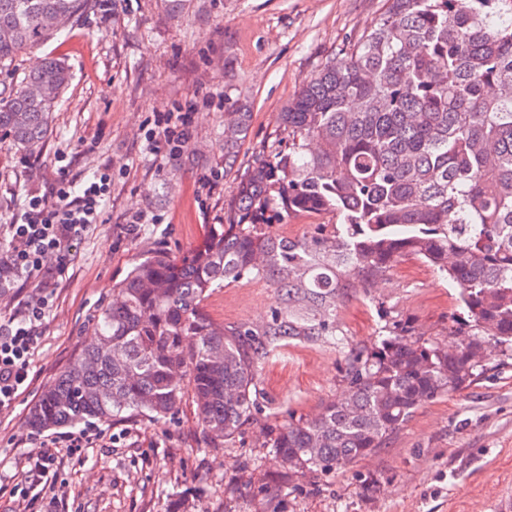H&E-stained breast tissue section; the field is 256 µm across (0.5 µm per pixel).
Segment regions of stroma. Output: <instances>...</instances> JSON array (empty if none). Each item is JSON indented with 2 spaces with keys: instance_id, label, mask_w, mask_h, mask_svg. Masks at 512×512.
<instances>
[{
  "instance_id": "stroma-1",
  "label": "stroma",
  "mask_w": 512,
  "mask_h": 512,
  "mask_svg": "<svg viewBox=\"0 0 512 512\" xmlns=\"http://www.w3.org/2000/svg\"><path fill=\"white\" fill-rule=\"evenodd\" d=\"M383 0H118L93 8L61 36L0 68L17 86L44 58L65 61L71 82L44 148L27 155L0 141V246L29 191L67 167L83 182L110 170L102 221L84 232L53 290L28 380L0 412V512H36L19 493V465L47 434L28 423L45 385L89 342L93 319L127 269L164 248L196 247L227 221L236 187L259 160L288 148L279 114L323 63L378 18ZM193 103L192 138L178 161L147 148L153 115ZM250 110L233 158L225 132L236 106ZM138 234H130L131 223ZM379 303L346 298L340 341L283 342L259 378L262 414L217 448L192 407L175 419L134 416L97 424L91 447L66 460L57 512H512V350L487 344L486 369L467 389L422 403L383 448L336 472L285 478L270 446L288 417L340 395L350 348L379 342L386 322L408 318L451 345L458 294L407 260L376 288ZM285 303L261 279L225 284L204 303L215 320L265 325Z\"/></svg>"
}]
</instances>
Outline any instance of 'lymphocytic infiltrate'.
Instances as JSON below:
<instances>
[{
  "instance_id": "f902f5d3",
  "label": "lymphocytic infiltrate",
  "mask_w": 512,
  "mask_h": 512,
  "mask_svg": "<svg viewBox=\"0 0 512 512\" xmlns=\"http://www.w3.org/2000/svg\"><path fill=\"white\" fill-rule=\"evenodd\" d=\"M154 125L160 136L152 141V153L176 160L191 137V110L155 113ZM110 183L106 171L79 184L70 179L68 170H61L48 194L26 195L19 217L8 226L10 245L0 255V265L18 278L35 282L38 296L0 321V411L12 407L28 379L51 288L71 265L76 241L98 223ZM57 462L56 453L43 451L29 460L26 471V483L47 512L64 494Z\"/></svg>"
}]
</instances>
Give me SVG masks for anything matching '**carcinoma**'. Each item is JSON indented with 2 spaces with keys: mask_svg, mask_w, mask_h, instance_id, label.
I'll return each mask as SVG.
<instances>
[{
  "mask_svg": "<svg viewBox=\"0 0 512 512\" xmlns=\"http://www.w3.org/2000/svg\"><path fill=\"white\" fill-rule=\"evenodd\" d=\"M95 0H0V66L54 38ZM512 0H384L369 30L281 112L288 151L239 182L226 224L173 256L156 250L99 309L95 340L29 412L38 429L133 415L174 418L185 403L208 445L259 414L261 365L282 341L342 335L339 303L415 259L458 289L467 319L448 352L411 320L346 356V402L288 419L271 447L285 474L318 476L383 447L424 402L484 371L480 351L512 346ZM71 81L47 59L0 90V139L31 153ZM28 86L41 89L33 96ZM332 213L310 237L271 238L264 221ZM260 278L288 301L260 328L214 321L203 303L227 281Z\"/></svg>",
  "mask_w": 512,
  "mask_h": 512,
  "instance_id": "1",
  "label": "carcinoma"
}]
</instances>
